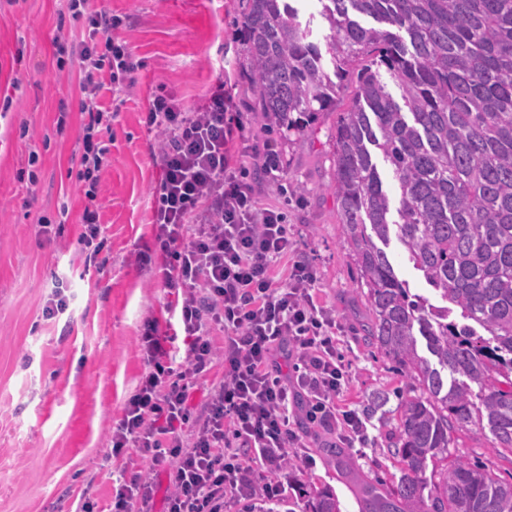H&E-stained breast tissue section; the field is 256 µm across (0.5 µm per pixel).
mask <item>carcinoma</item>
Masks as SVG:
<instances>
[{"instance_id":"1","label":"carcinoma","mask_w":512,"mask_h":512,"mask_svg":"<svg viewBox=\"0 0 512 512\" xmlns=\"http://www.w3.org/2000/svg\"><path fill=\"white\" fill-rule=\"evenodd\" d=\"M319 2L324 52L290 0H238V76L247 111L289 142L357 73L352 106L328 133L337 220L370 314L366 339L415 392L391 434L396 482L361 476L341 448L330 456L356 481L359 512H512V483L460 454L456 436L487 431L512 451V0ZM376 150L392 167L396 206ZM393 235L488 337L410 294L379 247ZM311 512H339L335 493L317 492Z\"/></svg>"}]
</instances>
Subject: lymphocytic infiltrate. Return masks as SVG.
I'll return each instance as SVG.
<instances>
[{
    "label": "lymphocytic infiltrate",
    "mask_w": 512,
    "mask_h": 512,
    "mask_svg": "<svg viewBox=\"0 0 512 512\" xmlns=\"http://www.w3.org/2000/svg\"><path fill=\"white\" fill-rule=\"evenodd\" d=\"M85 2L68 0L73 23L88 31L78 44L83 181L110 162L106 147L92 142L94 132L110 127L96 101L100 80L119 92L137 68L111 36L120 19L104 8L85 12ZM231 102L219 84L189 112L155 96L145 116L163 140L152 194L157 253L138 260L160 258L163 286L175 297L177 322L191 344L177 359L174 335L156 321L144 325L139 343L148 370L111 443L118 455L137 449L151 473L120 481L112 512H153L151 474L161 469L170 483L164 512H235L254 497L258 512H275L316 464L306 455L296 471L286 469L289 449L304 445L289 409L297 398L306 403L307 420L343 447L364 445L367 437L365 423L341 403L349 376L336 343L342 326L320 305L313 270L294 259L284 214L261 206L253 183L231 165ZM287 257V276L276 277L275 266ZM216 328L225 334L220 348L211 339ZM288 359L292 378L282 368ZM219 360L224 377L212 384L201 416L191 418L190 385Z\"/></svg>",
    "instance_id": "obj_1"
}]
</instances>
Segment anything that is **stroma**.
Returning a JSON list of instances; mask_svg holds the SVG:
<instances>
[{
	"label": "stroma",
	"mask_w": 512,
	"mask_h": 512,
	"mask_svg": "<svg viewBox=\"0 0 512 512\" xmlns=\"http://www.w3.org/2000/svg\"><path fill=\"white\" fill-rule=\"evenodd\" d=\"M101 7L121 19L113 36L138 67L123 94L107 83L98 94L100 106L113 112L111 132L99 136L111 162L100 174L95 200L107 239L106 262L98 265L87 261L78 242L86 203L77 179L80 66L71 58L58 63L53 46L59 29L77 41L85 32L73 26L65 0H0V101L11 102L0 118V512H81L87 503L94 512H110L113 473H147L136 449L117 457L110 442L146 370L138 342L144 324L168 321L174 302L158 266L136 261L137 253L155 250L151 192L161 177L153 155L162 135L148 130L144 117L155 96L174 97L189 110L219 82L244 125L230 145L233 158L276 144L282 173L274 182L257 179L258 197L284 212L299 258L316 275L320 303L343 327L340 348L351 366L344 401L365 421L371 439L368 448L348 456L363 473L398 479L387 445L408 380L359 331L368 309L343 247L330 187L332 116H316L287 145L246 111L235 0L87 2L88 10ZM62 113L67 125L60 131ZM34 153L39 161L33 165ZM387 253L411 293L444 305L398 240ZM60 283L71 294L69 307L46 316ZM296 430L316 466L303 497L289 498V512H307L324 488L335 492L341 512H359L355 486L323 451L328 435L303 419ZM459 444L470 461L512 480V454L492 447L490 434L464 433Z\"/></svg>",
	"instance_id": "obj_1"
}]
</instances>
